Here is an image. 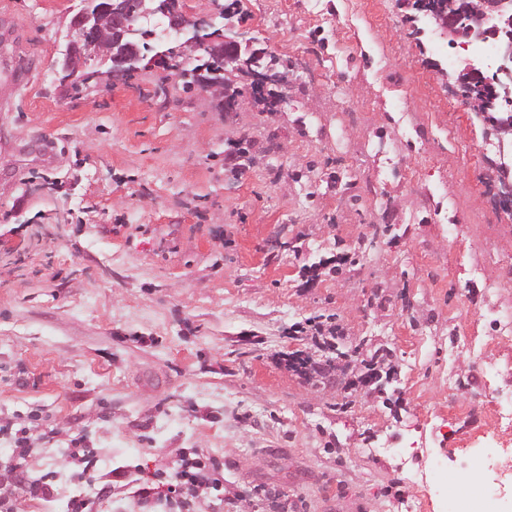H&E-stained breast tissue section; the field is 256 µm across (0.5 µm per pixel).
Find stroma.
Instances as JSON below:
<instances>
[{"label": "stroma", "instance_id": "35a3bbf8", "mask_svg": "<svg viewBox=\"0 0 512 512\" xmlns=\"http://www.w3.org/2000/svg\"><path fill=\"white\" fill-rule=\"evenodd\" d=\"M82 0H0V493L65 512L71 439L94 512H145L196 448L224 468L197 512H448L449 488L501 486L512 512V153L456 83L462 47L414 32L415 0H238L230 22L279 59L280 111L225 70L236 111L158 68L58 77ZM243 147L242 172L224 170ZM348 263L332 266V256ZM319 277L307 285L310 268ZM333 316L343 373L306 380L290 325ZM56 472L65 491L27 486ZM83 444L82 439H73L71 441V448H68L71 462L82 469L81 473H85L90 468L94 470L98 462L96 454L90 448H84Z\"/></svg>", "mask_w": 512, "mask_h": 512}]
</instances>
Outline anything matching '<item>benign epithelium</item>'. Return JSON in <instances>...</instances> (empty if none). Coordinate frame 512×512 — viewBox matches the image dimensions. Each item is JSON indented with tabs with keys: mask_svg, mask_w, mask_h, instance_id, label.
I'll return each mask as SVG.
<instances>
[{
	"mask_svg": "<svg viewBox=\"0 0 512 512\" xmlns=\"http://www.w3.org/2000/svg\"><path fill=\"white\" fill-rule=\"evenodd\" d=\"M213 12L204 19L187 14L179 0H95L85 7L70 24V41L64 53L60 81L68 82L85 75L93 62L112 63V77L118 79L140 69L144 63L154 65L183 78L189 59L197 61L196 74L217 66L246 72L258 86L284 80L283 73L262 61L268 53L252 48L249 32L239 29L233 37L224 36V27L215 20L224 18V0H211ZM422 16L416 22L433 21L448 31L451 45L468 47L493 42L497 48V64L491 73L479 67L476 60L458 72L457 82L468 89L478 84L482 92L467 94L473 109L485 116L491 111H504L499 128H512V0H418ZM160 15L169 29L180 38L176 48L166 46L155 30L143 19Z\"/></svg>",
	"mask_w": 512,
	"mask_h": 512,
	"instance_id": "7a95c632",
	"label": "benign epithelium"
}]
</instances>
